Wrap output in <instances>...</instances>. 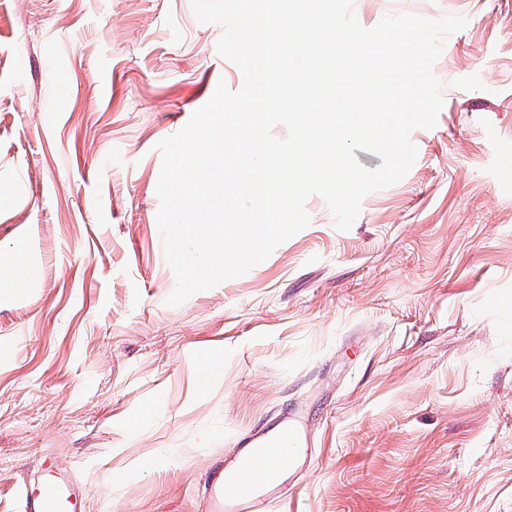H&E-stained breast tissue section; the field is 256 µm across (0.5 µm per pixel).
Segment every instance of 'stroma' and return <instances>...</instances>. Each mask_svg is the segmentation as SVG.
<instances>
[{
    "label": "stroma",
    "mask_w": 512,
    "mask_h": 512,
    "mask_svg": "<svg viewBox=\"0 0 512 512\" xmlns=\"http://www.w3.org/2000/svg\"><path fill=\"white\" fill-rule=\"evenodd\" d=\"M465 17L417 157L349 230L310 225L172 307L158 142L242 73L192 0H0V512L44 459L91 512H201L236 440L305 405L273 512H512V0H354Z\"/></svg>",
    "instance_id": "1"
}]
</instances>
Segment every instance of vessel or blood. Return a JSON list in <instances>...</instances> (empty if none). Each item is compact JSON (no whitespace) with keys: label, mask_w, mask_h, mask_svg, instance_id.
I'll return each instance as SVG.
<instances>
[{"label":"vessel or blood","mask_w":512,"mask_h":512,"mask_svg":"<svg viewBox=\"0 0 512 512\" xmlns=\"http://www.w3.org/2000/svg\"><path fill=\"white\" fill-rule=\"evenodd\" d=\"M312 427L304 407L283 411L272 424L240 437L234 451L211 472L206 512H270L287 487L286 469L307 461ZM89 498L54 463L43 462L37 482L16 491L18 512H89Z\"/></svg>","instance_id":"vessel-or-blood-1"}]
</instances>
